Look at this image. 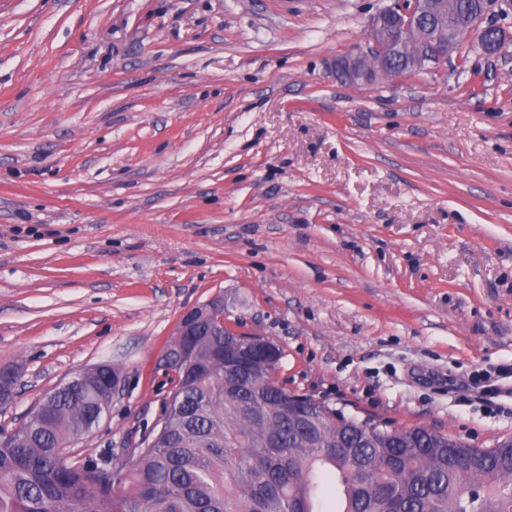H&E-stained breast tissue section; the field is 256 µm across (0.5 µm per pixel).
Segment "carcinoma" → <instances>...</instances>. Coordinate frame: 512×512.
Returning a JSON list of instances; mask_svg holds the SVG:
<instances>
[{
  "mask_svg": "<svg viewBox=\"0 0 512 512\" xmlns=\"http://www.w3.org/2000/svg\"><path fill=\"white\" fill-rule=\"evenodd\" d=\"M440 29L461 26L486 0H439ZM250 337L207 329L171 343L177 363L162 416L130 468L112 451L74 454L111 403L110 369L55 388L0 442V512H512V440L476 448L425 427L361 426L330 418L324 400L283 388L281 358L250 372L225 351Z\"/></svg>",
  "mask_w": 512,
  "mask_h": 512,
  "instance_id": "obj_1",
  "label": "carcinoma"
}]
</instances>
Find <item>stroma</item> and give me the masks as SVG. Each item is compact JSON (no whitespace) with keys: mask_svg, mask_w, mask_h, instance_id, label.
I'll return each instance as SVG.
<instances>
[{"mask_svg":"<svg viewBox=\"0 0 512 512\" xmlns=\"http://www.w3.org/2000/svg\"><path fill=\"white\" fill-rule=\"evenodd\" d=\"M390 0H0V427L78 371L124 387L80 447L162 412L181 313L273 339L345 413L512 437V9L497 55L372 86Z\"/></svg>","mask_w":512,"mask_h":512,"instance_id":"1","label":"stroma"}]
</instances>
